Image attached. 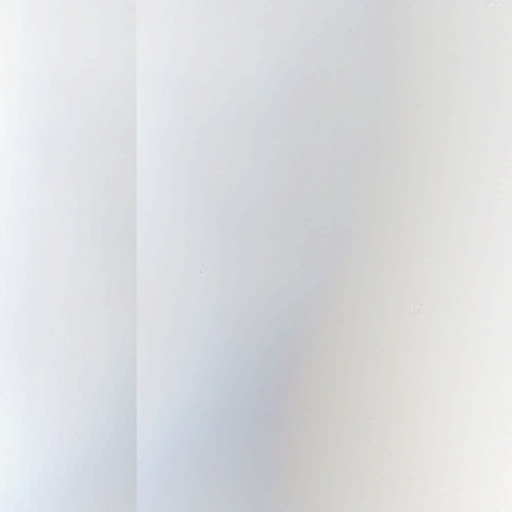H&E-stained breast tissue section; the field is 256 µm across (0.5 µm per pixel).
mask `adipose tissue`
<instances>
[{
  "label": "adipose tissue",
  "mask_w": 512,
  "mask_h": 512,
  "mask_svg": "<svg viewBox=\"0 0 512 512\" xmlns=\"http://www.w3.org/2000/svg\"><path fill=\"white\" fill-rule=\"evenodd\" d=\"M504 22H512V0L460 8L452 25L443 8L423 10L418 0H278L263 17L253 0H234L231 13L205 11L198 27L217 41L234 31L235 42L229 54H215L206 77L187 76L189 96L167 100L197 125L194 149L156 161L146 157L145 139L172 142L179 131L138 129L136 57L128 55L100 113L121 184L114 194L93 190L69 262L75 298L62 315L67 328L84 324L80 295L106 273L113 290L101 293L95 312L111 319L112 356L73 340L62 393L20 380L15 367L0 379V443L26 451L5 489L13 512H91L113 501L123 512H147L174 486L182 489L175 512H212L217 499L244 512H312L329 497L336 512H350L363 486L402 512L414 487L432 480L403 450L435 441L459 322L442 321L433 298L443 281L455 290L454 305L467 295L479 213L468 188L502 190L512 207L504 192L512 166L489 163L512 126L494 80L504 52L485 38ZM357 50L370 52V69L354 67ZM253 59L252 93L211 119L218 88ZM439 90L445 121L434 114ZM472 113L484 116L482 126L469 121ZM252 132L294 149L292 164L217 188L242 164L240 136ZM324 151L335 163L320 169L314 157ZM356 166L359 177L345 179ZM147 183L156 210L175 217L157 226L150 251L139 198ZM455 190L458 201L446 206ZM443 207L448 246L421 252L437 233L428 217ZM287 224L307 227V237L285 243ZM344 251L352 272H366L362 287L337 279ZM101 252L108 265L90 263ZM222 262L229 281L269 296L260 309L237 298L241 336L265 330L279 338L270 358L233 371L223 344L202 345L180 306L183 288H196L210 330L223 332L224 283L215 276ZM430 265L440 266L443 281L424 275ZM369 288H394L399 298L383 310L366 297ZM37 322L25 299L0 297V354L22 345ZM187 352L203 353L205 366L176 399L171 382ZM173 405L193 424L170 427L161 447L154 429ZM328 416L339 429L380 435L383 448L317 467ZM59 441L72 456L65 470ZM220 451L225 469L216 480ZM106 459L110 487L75 481Z\"/></svg>",
  "instance_id": "ef3b65f1"
}]
</instances>
